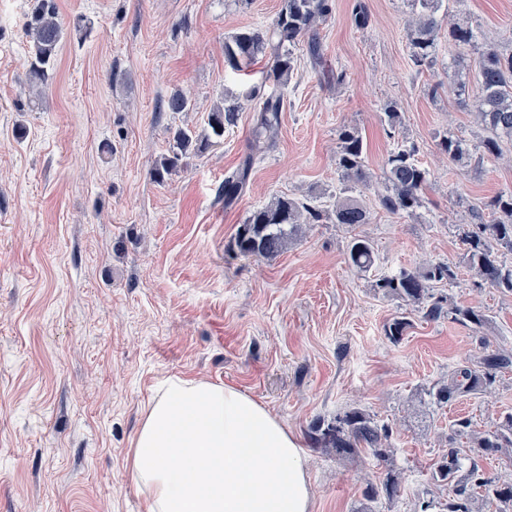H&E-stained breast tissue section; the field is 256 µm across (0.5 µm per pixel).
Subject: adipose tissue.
I'll list each match as a JSON object with an SVG mask.
<instances>
[{"instance_id": "ef3b65f1", "label": "adipose tissue", "mask_w": 512, "mask_h": 512, "mask_svg": "<svg viewBox=\"0 0 512 512\" xmlns=\"http://www.w3.org/2000/svg\"><path fill=\"white\" fill-rule=\"evenodd\" d=\"M148 512H310L296 439L239 389L171 378L129 451Z\"/></svg>"}]
</instances>
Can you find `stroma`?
I'll return each instance as SVG.
<instances>
[{"label": "stroma", "instance_id": "35a3bbf8", "mask_svg": "<svg viewBox=\"0 0 512 512\" xmlns=\"http://www.w3.org/2000/svg\"><path fill=\"white\" fill-rule=\"evenodd\" d=\"M367 27L351 23L354 0H332L319 31L320 63L299 49L284 91L279 136L255 159L233 206L224 178L248 150L254 102L220 143L165 182L152 174L172 130L203 128L222 96L261 83L224 62V40L266 30L281 0H55L66 37L55 83L28 108V0H0V512H146L127 455L161 383L178 376L231 385L262 403L298 441L312 512H357L380 462L313 446L310 426L351 406L393 431L404 491L393 512L445 500L432 473L448 426L471 419L494 430L512 412V370L494 390L436 407L422 389L447 382L480 354L478 338L448 320L413 313L399 343L384 326L402 313L374 283L400 267L460 260L459 225L512 190V144L479 168L454 165L439 147L449 133L480 146L471 102L448 89V64L470 46L439 32L430 68L417 70L407 36L409 0H364ZM94 26L79 39L78 18ZM440 23L480 28L482 45L512 53V0H443ZM346 75L337 83V72ZM183 91L185 112L164 108ZM402 115L389 132L384 109ZM358 129L371 177L357 195L371 220L356 228L323 219L273 258L230 248L240 224L273 197L328 207L342 186L339 133ZM417 149L427 172L416 215L381 208L386 160ZM376 263L353 269L354 235ZM436 292L483 308L490 348H512V295L477 288L467 272Z\"/></svg>", "mask_w": 512, "mask_h": 512}]
</instances>
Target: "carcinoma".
I'll list each match as a JSON object with an SVG mask.
<instances>
[{
	"mask_svg": "<svg viewBox=\"0 0 512 512\" xmlns=\"http://www.w3.org/2000/svg\"><path fill=\"white\" fill-rule=\"evenodd\" d=\"M414 17L407 25L411 57L418 67L433 61L440 25L436 13L442 0H411ZM331 0H283L272 25L261 33L249 29L234 33L224 40V62L234 71L258 61L266 63V84L254 87L249 97L258 101L257 114L251 130L250 152L242 164L224 180V202L233 203L244 191L255 158L270 149L277 138L283 111V90L288 86L295 69V51L306 37L307 54L313 63L321 58L318 30L331 18ZM30 70L28 89L31 109L39 108L42 89L53 82L64 29L58 20L54 0H31L27 24ZM448 40L469 45L476 42L474 31L459 22L448 24ZM456 96L465 102L470 69L461 59L452 64ZM476 80L481 95L472 112L474 120L490 136L483 141V153H501L500 141L512 140V54L504 55L493 47L483 50L478 61ZM192 100L182 91L172 93L165 107L170 112H185ZM241 105L238 99L224 96L208 112L207 126L177 129L169 140L168 152L155 163L154 176L159 181L177 173L190 154H201L214 141L224 137V130L235 125ZM340 150L336 165L344 179L367 182L364 169L366 146L363 136L354 128L343 129L339 135ZM441 149L450 161L460 167H478L483 157L460 139L444 137ZM387 191L380 204L393 214L414 215L423 206L422 190L427 172L415 159L412 146L399 148L386 161ZM334 223L355 226L369 223V212L357 197L344 192L336 197L331 210ZM323 211L306 199L277 196L267 204L251 211L240 225L233 240V249L245 258H271L284 252L295 239L305 235L308 227L320 222ZM463 245L460 265L428 263L402 267L383 275L375 287L388 298L413 308L428 321L448 319L478 335L488 329L491 319L479 307L457 305L447 295L433 292L435 282H454L459 267L466 268L478 288L488 286L512 294V266L497 260V254H512V192L499 193L486 205V211H476L472 221L459 233ZM376 260L371 241L358 236L348 247V261L354 268L366 272ZM412 320L396 316L384 327L386 338L397 343L402 340ZM512 369V350H485L478 360L458 367L448 383L429 392L436 405L452 402L468 394L486 392L496 383L499 373ZM453 439L448 451L435 464L433 479L453 483L454 496L446 502L423 501L418 512L437 508L439 512H512V483L498 482L486 476L470 461L454 440H466L468 447L485 453L509 454L512 451V413L498 418L496 429L483 432L475 429L471 420L459 418L450 425ZM315 447L332 452L338 459H350L363 451L371 452L383 463L382 477L369 483L363 493L359 512H380L379 505L394 504L403 488L402 472L396 467L391 446L392 428L379 422L366 409L352 406L330 419L317 420L312 428Z\"/></svg>",
	"mask_w": 512,
	"mask_h": 512,
	"instance_id": "carcinoma-1",
	"label": "carcinoma"
}]
</instances>
